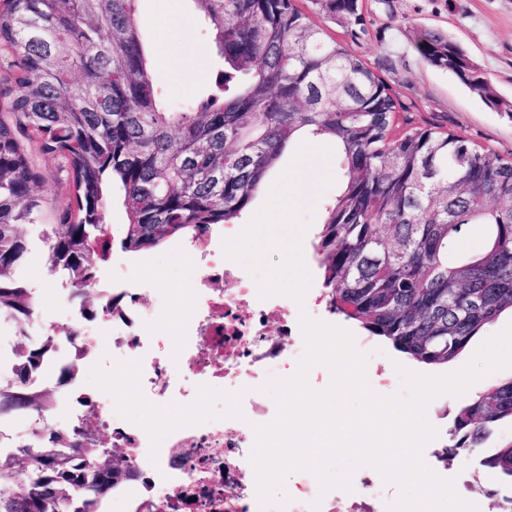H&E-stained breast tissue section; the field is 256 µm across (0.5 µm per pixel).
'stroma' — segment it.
<instances>
[{
    "instance_id": "obj_1",
    "label": "stroma",
    "mask_w": 512,
    "mask_h": 512,
    "mask_svg": "<svg viewBox=\"0 0 512 512\" xmlns=\"http://www.w3.org/2000/svg\"><path fill=\"white\" fill-rule=\"evenodd\" d=\"M366 35L351 38L341 27L329 26L328 33L349 43L357 55L400 93L406 109L398 113L394 135L413 125L434 126L463 136L472 143L512 157V112L489 107L461 86L448 72L428 66L414 44L415 33L426 27L440 30L460 42L490 78L505 101L512 103V0H363ZM143 21L142 38L150 53L153 74L168 102H188L211 92L222 66L208 25L197 14L192 0H138ZM294 148H286L278 164L263 180L252 206L260 208L277 178L294 168L297 189L290 201L308 228L302 236V254L311 275L312 287H320L319 270L313 258L312 242L319 230L326 203L340 188L342 172L335 160L313 156L293 164ZM34 166L45 177L43 190L47 205L41 223L55 221L57 209L66 206L68 191L56 184L54 157L34 153ZM29 254L22 275L37 282L46 299V315L56 319L61 306L56 279L44 266L43 244L37 229H29ZM116 258H128L137 276L156 281L158 287H179L186 275L204 277L205 266H191L174 245L137 256H125L113 247ZM512 378V368L489 374L476 382L464 397L442 396L429 404L426 417L439 427L430 442L428 456L435 471L454 480L458 495L475 501L480 512H495L485 494L491 482L487 474L475 471L468 460L440 459L447 442V430L455 409L463 400L473 399L501 381Z\"/></svg>"
}]
</instances>
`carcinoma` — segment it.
I'll use <instances>...</instances> for the list:
<instances>
[{"label":"carcinoma","mask_w":512,"mask_h":512,"mask_svg":"<svg viewBox=\"0 0 512 512\" xmlns=\"http://www.w3.org/2000/svg\"><path fill=\"white\" fill-rule=\"evenodd\" d=\"M136 0H7L0 49L18 75L0 84V317L17 364L0 381V418L50 412L33 374L54 337L28 346L35 316L19 269L25 227L46 197L29 147L64 160L77 210L41 225L50 272L78 294L112 241L113 193L127 216L122 250L143 253L232 224L287 145L308 134L332 142L342 170L313 242L333 314L410 359L443 365L503 312H512V158L453 133L416 127L391 135L398 92L319 21L366 33L362 0H194L224 60L217 92L163 107L141 44ZM424 62L498 107L485 73L456 40L417 35ZM471 224L481 250L452 251ZM512 421V379L460 405L443 457L467 456L512 487V441L489 444ZM38 444L0 447V512H105L112 491L138 477L129 451L100 434L48 428ZM27 480H13L15 468Z\"/></svg>","instance_id":"obj_1"}]
</instances>
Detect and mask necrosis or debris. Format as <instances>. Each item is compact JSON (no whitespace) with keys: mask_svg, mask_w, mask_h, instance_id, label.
Wrapping results in <instances>:
<instances>
[{"mask_svg":"<svg viewBox=\"0 0 512 512\" xmlns=\"http://www.w3.org/2000/svg\"><path fill=\"white\" fill-rule=\"evenodd\" d=\"M187 258L205 264V280L185 279L176 296L184 314L179 323H163L164 306L145 308L142 283L127 265H116L112 279L99 287L102 311L96 321L84 318L70 282L61 292L69 304L68 320L78 339L63 356L72 374L69 387L56 399L45 421L17 419L0 423V443L32 436L42 428L81 425L83 408L94 401L100 411L97 430L112 433V445L130 449L139 479L125 482L112 495V512H260L256 489L243 478L253 466L254 425L273 421L277 405L259 387L272 376L294 374L304 353L300 312L316 318L323 299L307 292L303 304L279 296L260 299L257 284L244 277L221 248L206 241L188 242ZM279 323L270 332V320ZM137 360L140 385L155 405L184 404L196 398L200 385L229 391L244 390L243 419H216L168 434L157 459H150V439L140 426L117 414L105 392L88 393L87 371L97 362ZM291 498L285 512H355L358 502L371 501L374 512H386L396 498V487L383 482L376 470L365 467L352 477L351 491L320 494L316 477L299 471L286 480Z\"/></svg>","mask_w":512,"mask_h":512,"instance_id":"necrosis-or-debris-1","label":"necrosis or debris"}]
</instances>
